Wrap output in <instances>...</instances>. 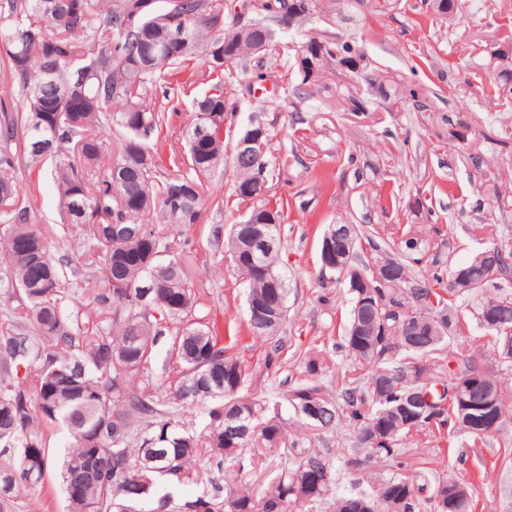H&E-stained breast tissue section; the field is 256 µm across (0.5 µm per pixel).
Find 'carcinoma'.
<instances>
[{"mask_svg": "<svg viewBox=\"0 0 512 512\" xmlns=\"http://www.w3.org/2000/svg\"><path fill=\"white\" fill-rule=\"evenodd\" d=\"M142 0H0V51L12 65L11 84L24 96V111L7 112L0 97V264L11 287L23 297L12 324L32 326L33 335L0 332V363L24 371L0 379V506L24 489L38 496L55 471L68 512H294L301 503L330 501L331 512H351L355 502H379L381 512H471L473 497L448 506V478L430 470L408 472V448L436 437L464 432L476 441L489 435L471 429L489 413L504 425L512 417V390L496 375L472 384L462 379L482 364V351L466 340L448 351L459 334L456 301L483 296L476 318L491 335V350L512 330V292L498 281L512 273V241L499 246L503 266L492 277L475 261L464 264L478 281L452 288L444 276L442 248L405 231L390 244L351 225L354 253L328 273L350 283L346 266L371 277L379 263L396 276L375 289L377 310L357 308L360 292L349 289L351 310L341 348L346 360L327 387L326 350L314 342L299 353L298 376L283 380V393L257 399L245 392L248 368L220 345L206 321L211 291L204 287L197 253L181 246L173 231L198 223L202 180L224 161L222 128L208 125L197 137L205 112H235L224 95V68L211 48L237 45L236 61H263L274 43L259 52L225 22L224 0H164L147 12ZM286 0H243L257 15V32L286 10ZM460 0H420L418 11L447 14ZM184 30L188 48L171 49ZM323 62L349 73L366 68L349 42L323 38L312 51ZM197 59L210 89L194 99L187 127L188 155L159 167L146 144L160 126L162 106L149 101V86ZM494 94L512 98V68L492 83ZM120 104L117 112L112 105ZM120 127L117 152L102 138L104 125ZM51 143L57 158L53 180L63 219L82 232L83 265L95 270L98 321L83 329L68 315V294L52 251V228L28 223L37 195L17 183V158L31 168L42 163L37 144ZM192 183L194 193L175 209L170 190ZM268 236L273 248L251 250L248 224H233L225 238L231 267L245 285L251 336L270 343L266 374L284 366L288 285L278 269L280 224ZM383 255L366 263L361 253ZM425 275L412 279L413 265ZM154 283L147 298L141 286ZM170 345L163 382L143 379L161 339ZM458 371H452V363ZM472 401L467 417L458 413L456 387ZM197 408L205 423L182 427L179 410ZM318 434L347 427L354 445L343 452L342 469L315 450L298 447L288 434V410ZM63 428L69 444L61 460L47 432ZM257 460L274 476L262 491L244 481V459ZM395 464L356 495L335 494L341 473L360 476L372 465ZM224 473L213 492L176 500L159 485H187L201 479L200 466Z\"/></svg>", "mask_w": 512, "mask_h": 512, "instance_id": "cac0c4a2", "label": "carcinoma"}]
</instances>
